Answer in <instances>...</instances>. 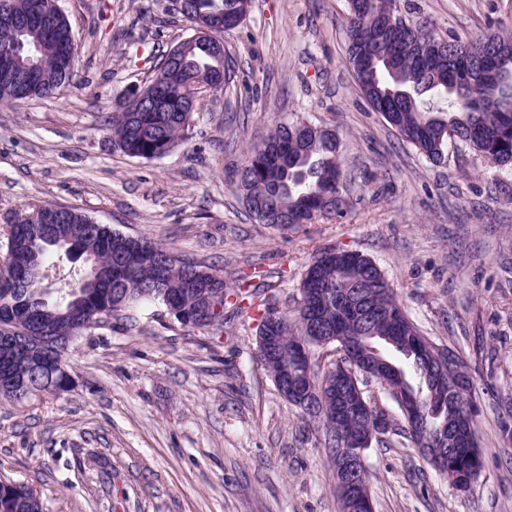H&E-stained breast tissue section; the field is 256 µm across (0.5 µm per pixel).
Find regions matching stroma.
Segmentation results:
<instances>
[{"label":"stroma","instance_id":"stroma-1","mask_svg":"<svg viewBox=\"0 0 512 512\" xmlns=\"http://www.w3.org/2000/svg\"><path fill=\"white\" fill-rule=\"evenodd\" d=\"M78 47L59 97L0 105V258L7 221L78 209L292 312L311 261L371 258L421 332L476 380L484 468L456 489L417 447L365 455L374 512H512V166L449 146L427 160L375 112L345 50L347 0H251L223 34L232 77L162 158L114 151L107 122L172 45L190 36L174 0H58ZM399 15L461 41L512 31V0H397ZM293 115L334 129L349 181L343 216L291 230L256 222L235 172ZM219 334L166 312L113 317L77 343L71 385L0 397V481L45 512H340L320 429L258 363L251 313L225 305Z\"/></svg>","mask_w":512,"mask_h":512}]
</instances>
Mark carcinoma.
Wrapping results in <instances>:
<instances>
[{
  "mask_svg": "<svg viewBox=\"0 0 512 512\" xmlns=\"http://www.w3.org/2000/svg\"><path fill=\"white\" fill-rule=\"evenodd\" d=\"M10 12L26 19L37 12L55 15L52 35H45L33 24L20 33L0 26V56L12 54L11 68L0 64V102L54 96L72 79L76 48L72 31L54 0H9ZM179 12L190 24H211L220 17L224 25L239 24L246 0H175ZM396 13V0H355L346 24L347 55L351 64L367 68L368 78L359 88L369 102L379 103L384 119L408 144L428 160L445 157L448 130L459 143L489 160L506 165L512 161V82L495 89L478 79L481 71L497 68L512 74V35L487 32L467 42L442 43L426 27H409L404 37L392 41L383 33L382 23ZM37 46L38 60L30 62V47ZM226 72L224 58L203 44L174 45L158 64L163 91L162 106L153 104L152 85L144 87L147 96L137 111L114 112L108 121L113 147L130 158L154 160L169 153L186 138L196 109L193 88L200 79ZM242 202L259 223L278 229L310 224L319 217H340L347 206V182L341 168L336 132L301 119L288 118L275 124L267 138L251 147L236 172ZM53 206L44 205L8 225L4 264L0 266V327L11 337L0 336V376L16 380L11 399L23 401L31 393H59L67 386L61 367L69 366L72 348L90 329L107 323L102 312L113 316L134 309L147 311L165 306L169 300L192 315L204 303L202 279L220 276L196 261L173 258L167 268L156 266L154 249L165 247L144 236L123 237L108 224L86 230L89 215L76 211L62 221L52 220ZM50 224L56 237L72 240L64 249L38 244L34 249L21 244L20 226ZM125 250L136 254L134 266L113 261ZM65 259L80 269V291L49 288L35 279L28 295L39 299L38 306L19 310V292L11 281L13 272L32 269L39 273L52 260ZM219 303L234 295L247 300L256 289L246 278L236 289L213 288ZM300 298L294 316L264 303L257 306L253 320L273 327V335L293 342L311 334L305 315L318 313L327 334L335 341L338 357L332 368L355 369L358 386L382 371L361 369L352 346L359 336H370L374 356L393 364L416 405L400 411L401 424L396 436L418 444L429 429L454 427L459 422L475 423L477 407L474 377L467 372L462 356H457L466 393L446 394L431 383L429 368L422 355L405 351L406 343H431L410 319L396 298L384 273L370 258L343 249L322 252L309 265L301 279ZM363 414L343 419L301 408L303 416L324 432L331 458L341 445L358 442V436L377 444L389 442L369 430L374 417L383 410L363 399ZM479 446L448 440L446 463L440 472L452 473L454 483L463 487L478 477L483 463ZM9 497L7 512H42L43 502L24 485H0V499Z\"/></svg>",
  "mask_w": 512,
  "mask_h": 512,
  "instance_id": "carcinoma-1",
  "label": "carcinoma"
}]
</instances>
